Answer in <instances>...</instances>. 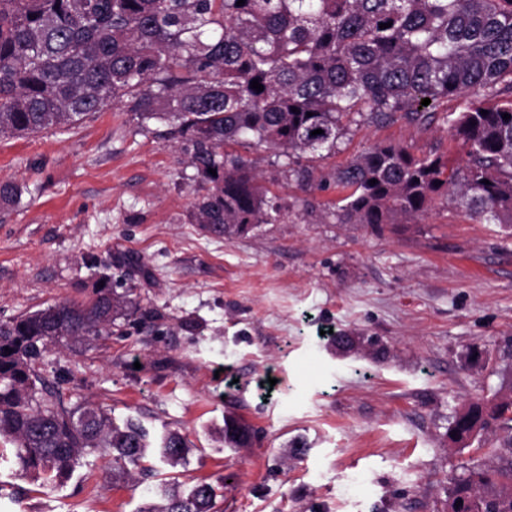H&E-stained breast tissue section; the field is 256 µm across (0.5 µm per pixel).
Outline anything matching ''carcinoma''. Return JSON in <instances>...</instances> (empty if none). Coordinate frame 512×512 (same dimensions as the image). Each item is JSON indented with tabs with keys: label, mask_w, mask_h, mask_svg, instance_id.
Segmentation results:
<instances>
[{
	"label": "carcinoma",
	"mask_w": 512,
	"mask_h": 512,
	"mask_svg": "<svg viewBox=\"0 0 512 512\" xmlns=\"http://www.w3.org/2000/svg\"><path fill=\"white\" fill-rule=\"evenodd\" d=\"M237 2L0 0V137L72 128L111 104L142 131L168 125L201 191L189 220L227 239L282 218L253 161L233 146L272 150L305 187L336 189L341 224H405L437 196L480 224H512V0ZM255 79L263 91L251 88ZM452 96L465 98L456 116H443L461 165L375 144L330 178L315 177L312 162L336 153L354 117L427 127ZM303 155L310 164L288 167ZM21 195L0 182L1 208ZM124 280L0 320V438L43 487L63 484L86 452L141 473L153 471V452L173 467L186 458L177 430L155 436L135 418L117 424L101 407L67 406L37 387L45 349L112 333L134 305L132 289L118 292ZM493 425L512 430V390L470 401L448 437L483 446ZM248 439V426L224 419L225 443ZM222 490L221 481L166 485L149 512H221ZM459 494L469 512H512V460L455 479L450 495Z\"/></svg>",
	"instance_id": "obj_1"
}]
</instances>
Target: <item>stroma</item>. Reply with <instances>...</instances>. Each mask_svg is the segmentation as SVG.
Segmentation results:
<instances>
[{
    "label": "stroma",
    "instance_id": "obj_1",
    "mask_svg": "<svg viewBox=\"0 0 512 512\" xmlns=\"http://www.w3.org/2000/svg\"><path fill=\"white\" fill-rule=\"evenodd\" d=\"M163 131L117 104L0 138V181L23 188L0 214V320L126 272L136 308L92 346L49 348L40 372L65 403L179 430L187 462L145 481L91 454L52 489L4 463L0 512H144L164 482L220 477L223 512H448L454 478L498 462L495 434L479 450L447 431L512 379V230L441 198L409 224H341L324 211L335 190H304L261 151L284 217L211 236L188 219L195 171ZM375 143L461 161L442 123L364 121L317 175ZM229 414L248 446L225 447Z\"/></svg>",
    "mask_w": 512,
    "mask_h": 512
}]
</instances>
